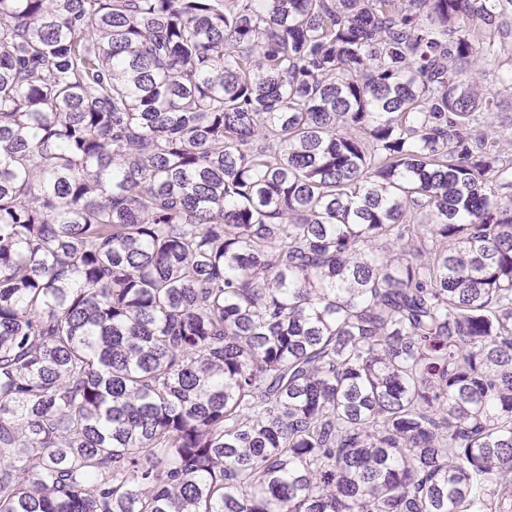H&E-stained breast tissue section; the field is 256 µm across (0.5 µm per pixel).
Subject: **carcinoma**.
I'll use <instances>...</instances> for the list:
<instances>
[{
  "label": "carcinoma",
  "mask_w": 512,
  "mask_h": 512,
  "mask_svg": "<svg viewBox=\"0 0 512 512\" xmlns=\"http://www.w3.org/2000/svg\"><path fill=\"white\" fill-rule=\"evenodd\" d=\"M508 18L0 0V512H512ZM499 108L492 112V129L500 139V146L512 150V94L500 90ZM511 143V146H510Z\"/></svg>",
  "instance_id": "1"
}]
</instances>
